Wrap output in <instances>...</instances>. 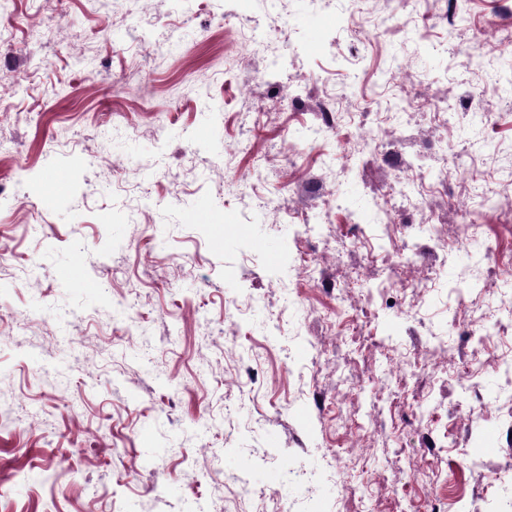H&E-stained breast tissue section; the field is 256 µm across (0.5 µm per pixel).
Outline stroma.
<instances>
[{
  "mask_svg": "<svg viewBox=\"0 0 512 512\" xmlns=\"http://www.w3.org/2000/svg\"><path fill=\"white\" fill-rule=\"evenodd\" d=\"M405 33L366 37L317 0H15L0 49V512H308L294 469L322 473L320 512H512V281L466 247L459 193L420 199L449 163L512 201V51L497 0H393ZM272 34L287 70L237 53ZM480 39L483 68L467 46ZM335 79L348 139L310 145L293 75ZM481 113H437L460 93ZM129 135L102 159L97 126ZM420 160L398 169L391 153ZM326 185L322 224H285L296 180ZM251 197H241L243 189ZM407 216L389 224L386 212ZM38 224L40 236L25 227ZM333 271L302 279L298 256ZM136 341H129L131 332ZM479 367L468 391L448 369ZM480 393L492 406L471 411ZM436 442L422 447L423 435ZM254 490L241 502L225 477ZM500 13L496 21L494 32L501 50L512 48V3L510 0L499 1Z\"/></svg>",
  "mask_w": 512,
  "mask_h": 512,
  "instance_id": "35a3bbf8",
  "label": "stroma"
}]
</instances>
